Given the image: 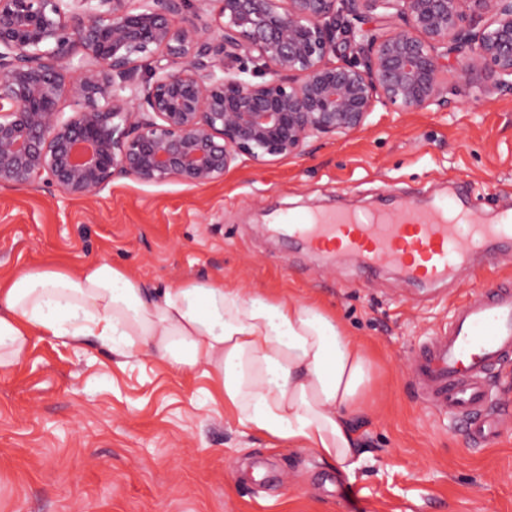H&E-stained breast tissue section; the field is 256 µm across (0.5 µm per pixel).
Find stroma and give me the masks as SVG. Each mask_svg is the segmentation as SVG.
<instances>
[{"mask_svg":"<svg viewBox=\"0 0 512 512\" xmlns=\"http://www.w3.org/2000/svg\"><path fill=\"white\" fill-rule=\"evenodd\" d=\"M448 107L376 106L361 129L264 165L240 156L223 181L117 177L88 199L36 181L0 185V273L97 259L150 285L221 277L321 302L377 354V398L355 420L354 476L277 444L212 403L200 371L143 357L117 364L96 340L46 337L0 372V512H512V430L473 447L414 398L410 349L450 316L460 279L432 289L366 274L350 255L313 256L265 228L273 215L420 204L468 185V204L512 203V92L448 82Z\"/></svg>","mask_w":512,"mask_h":512,"instance_id":"35a3bbf8","label":"stroma"}]
</instances>
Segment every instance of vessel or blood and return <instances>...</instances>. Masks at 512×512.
<instances>
[{
  "label": "vessel or blood",
  "mask_w": 512,
  "mask_h": 512,
  "mask_svg": "<svg viewBox=\"0 0 512 512\" xmlns=\"http://www.w3.org/2000/svg\"><path fill=\"white\" fill-rule=\"evenodd\" d=\"M288 230L311 251L351 254L368 270L392 267L404 282L436 288L461 271L480 277L477 256L495 244L512 245V213L488 221L451 198L428 209L313 214L292 219ZM510 360L511 281L462 294L448 322L410 352L408 379L426 409L454 418L468 442L481 447L501 435L490 379Z\"/></svg>",
  "instance_id": "1"
}]
</instances>
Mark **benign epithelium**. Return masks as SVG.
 <instances>
[{"label":"benign epithelium","instance_id":"1","mask_svg":"<svg viewBox=\"0 0 512 512\" xmlns=\"http://www.w3.org/2000/svg\"><path fill=\"white\" fill-rule=\"evenodd\" d=\"M192 2L0 0V184L77 199L116 177L205 186L239 155L346 135L378 103L443 107L450 71L512 91V0H202L206 38Z\"/></svg>","mask_w":512,"mask_h":512}]
</instances>
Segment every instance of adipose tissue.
<instances>
[{"instance_id":"1","label":"adipose tissue","mask_w":512,"mask_h":512,"mask_svg":"<svg viewBox=\"0 0 512 512\" xmlns=\"http://www.w3.org/2000/svg\"><path fill=\"white\" fill-rule=\"evenodd\" d=\"M47 336L201 369L240 424L348 475L361 464L351 418L366 406L374 352L321 303L268 289L246 296L220 278L154 288L106 260L0 275V370Z\"/></svg>"}]
</instances>
